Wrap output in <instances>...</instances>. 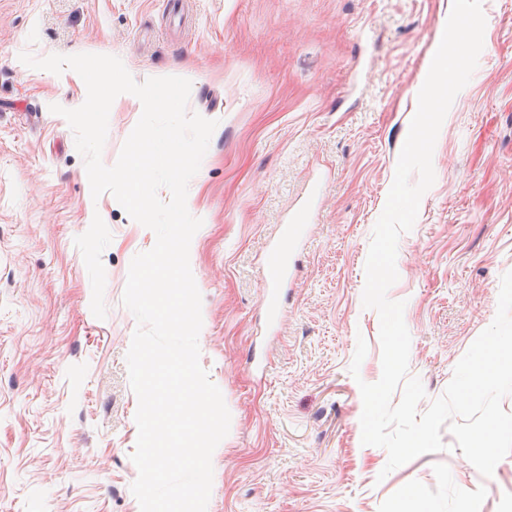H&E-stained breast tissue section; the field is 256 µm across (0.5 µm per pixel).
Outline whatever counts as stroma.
Here are the masks:
<instances>
[{
	"label": "stroma",
	"mask_w": 512,
	"mask_h": 512,
	"mask_svg": "<svg viewBox=\"0 0 512 512\" xmlns=\"http://www.w3.org/2000/svg\"><path fill=\"white\" fill-rule=\"evenodd\" d=\"M453 0H0V512H140L136 395L123 305L153 231L92 197L67 121L74 71L21 52L119 57L137 81L191 80L217 127L188 187L203 225L190 266L200 362L231 414L207 512H512V455L483 477L444 450L385 472L361 442L360 382L382 373L380 320L362 306L373 228ZM484 46L433 153L435 181L398 243L410 374L441 396L493 321L512 271V0H483ZM142 113L113 102L114 165ZM318 217L291 257L278 324L262 307L268 249L308 185ZM368 352L349 367L358 338Z\"/></svg>",
	"instance_id": "stroma-1"
}]
</instances>
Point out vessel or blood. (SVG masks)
Wrapping results in <instances>:
<instances>
[{"label": "vessel or blood", "instance_id": "obj_1", "mask_svg": "<svg viewBox=\"0 0 512 512\" xmlns=\"http://www.w3.org/2000/svg\"><path fill=\"white\" fill-rule=\"evenodd\" d=\"M321 193L320 184H313L303 201L289 214L282 225L265 266V294L263 308L269 316H277L280 293L290 276L288 256L297 247L304 226L315 218L314 199Z\"/></svg>", "mask_w": 512, "mask_h": 512}]
</instances>
